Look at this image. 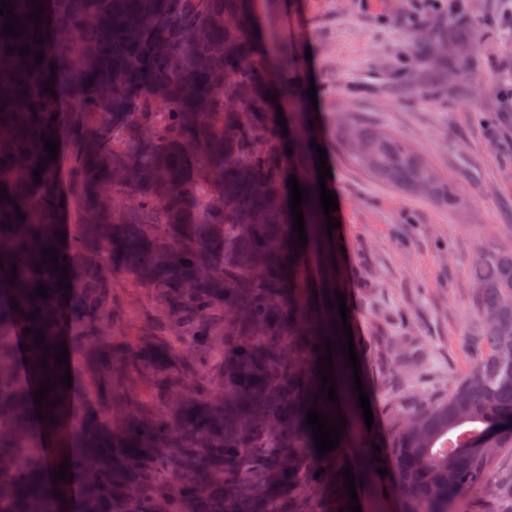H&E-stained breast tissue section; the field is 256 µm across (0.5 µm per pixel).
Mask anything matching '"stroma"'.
Here are the masks:
<instances>
[{
  "label": "stroma",
  "instance_id": "35a3bbf8",
  "mask_svg": "<svg viewBox=\"0 0 512 512\" xmlns=\"http://www.w3.org/2000/svg\"><path fill=\"white\" fill-rule=\"evenodd\" d=\"M257 24L298 61L301 84H315L314 136L327 152L340 225L330 250L337 289L370 398L373 426L346 416L344 451L362 480L372 440L391 409L445 395L479 358L469 302V266L479 249L512 243V0H262ZM457 28L452 81H436L430 60L411 63L419 42ZM385 127L418 148L462 205L393 190L336 153V117ZM113 321L137 345L156 320L151 289L119 277ZM416 359L398 366L396 345ZM96 402L161 408L148 382L97 389Z\"/></svg>",
  "mask_w": 512,
  "mask_h": 512
}]
</instances>
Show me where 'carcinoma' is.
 I'll list each match as a JSON object with an SVG mask.
<instances>
[{
  "mask_svg": "<svg viewBox=\"0 0 512 512\" xmlns=\"http://www.w3.org/2000/svg\"><path fill=\"white\" fill-rule=\"evenodd\" d=\"M6 2L26 32L3 35L0 14V512L347 508L339 451L320 456L305 425L311 408L334 413L315 380L335 329L312 306L288 187L293 174L308 189L304 227L315 236L325 223L318 182L299 170L316 158L311 117L287 79L278 90L295 106L288 133L277 123L263 56L286 75L296 59L273 36L259 46L248 34L259 0H40L41 44L30 0ZM43 137L69 155L65 192ZM336 148L396 190L462 204L387 129L341 121ZM71 201L77 224L65 223ZM51 245L66 257L68 290L42 263ZM120 274L154 289L166 341H112ZM471 283L481 356L447 396L395 414L374 453L399 512H469L460 504L512 449V245L481 249ZM40 284L49 298L36 295ZM63 342L70 354L94 352L101 383L146 373L161 412L101 409L87 385L75 415L76 391L58 384L38 419L34 392L65 372L54 361ZM203 355L217 373L193 396L188 374ZM64 460L73 480L56 482Z\"/></svg>",
  "mask_w": 512,
  "mask_h": 512,
  "instance_id": "cac0c4a2",
  "label": "carcinoma"
}]
</instances>
